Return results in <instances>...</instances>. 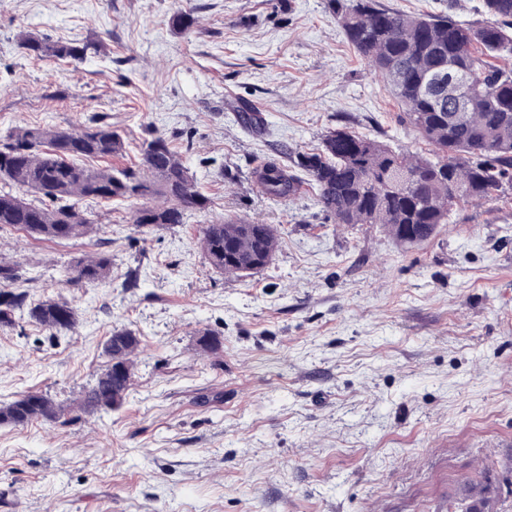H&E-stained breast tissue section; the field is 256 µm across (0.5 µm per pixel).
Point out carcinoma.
<instances>
[{"instance_id": "cac0c4a2", "label": "carcinoma", "mask_w": 512, "mask_h": 512, "mask_svg": "<svg viewBox=\"0 0 512 512\" xmlns=\"http://www.w3.org/2000/svg\"><path fill=\"white\" fill-rule=\"evenodd\" d=\"M342 30L358 55L378 72L403 109V120L437 152L434 160L396 151L389 144L345 129L328 132L317 152L299 155L298 168L310 175L318 203L337 224H381L400 245L429 240L453 210L472 200L512 193V68L493 63L512 56V0H482L486 24H462L449 16L407 15L381 7L379 0H329ZM24 49L41 57L81 60L91 46L21 37ZM452 69L466 83V111H452L448 83L440 69ZM123 142L112 126L97 117L76 130L57 127L19 128L0 142V230L22 227L50 240L85 237L93 228L85 200H129L150 197L155 203L138 209V227L183 223L188 211H202L206 198L198 191L180 156L167 141L146 143L139 170L80 164L83 158L121 154ZM266 195L286 199L299 176L275 162L256 171ZM201 246L216 271L243 277L265 268L278 246L271 224L225 218L207 224ZM112 270L103 251L78 259L70 280L102 284ZM27 291L0 289V325L16 313L48 330L71 328L75 309L60 298L28 301ZM138 339L115 331L105 352L109 366L85 392L80 407L108 410L121 404L130 378L112 376V365L131 366ZM62 406L29 392L0 404V425L56 420ZM486 488L471 486L459 502L481 503Z\"/></svg>"}]
</instances>
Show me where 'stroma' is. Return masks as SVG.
<instances>
[{
  "instance_id": "35a3bbf8",
  "label": "stroma",
  "mask_w": 512,
  "mask_h": 512,
  "mask_svg": "<svg viewBox=\"0 0 512 512\" xmlns=\"http://www.w3.org/2000/svg\"><path fill=\"white\" fill-rule=\"evenodd\" d=\"M381 2L485 19L480 0ZM22 31L97 51L41 58ZM93 115L124 143L113 168L163 137L209 204L147 229L132 222L146 199L93 203L96 231L71 241L0 231L18 288L77 314L59 334L25 315L0 326V402L64 408L0 425V512H448L472 482L512 512V195L405 248L334 223L315 186L254 188L255 168L294 166L341 127L433 154L328 0H0V134ZM227 217L277 228L260 273L206 260L201 230ZM100 249L110 281L67 282ZM117 330L139 340L129 391L82 410ZM63 412L62 406L48 397L29 392L8 403L0 404V425H24L33 420H56Z\"/></svg>"
}]
</instances>
